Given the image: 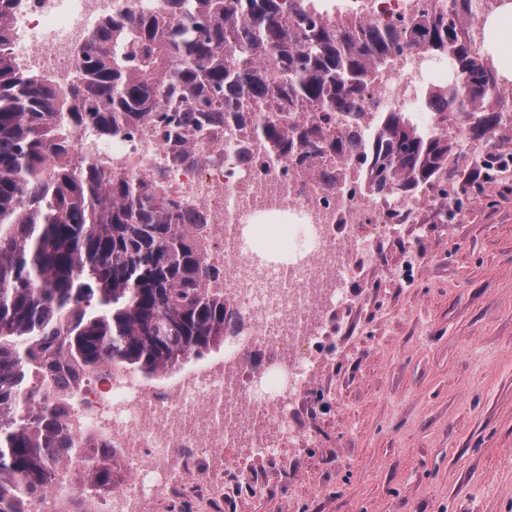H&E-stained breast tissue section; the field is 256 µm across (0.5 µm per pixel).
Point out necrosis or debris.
<instances>
[{
    "label": "necrosis or debris",
    "mask_w": 512,
    "mask_h": 512,
    "mask_svg": "<svg viewBox=\"0 0 512 512\" xmlns=\"http://www.w3.org/2000/svg\"><path fill=\"white\" fill-rule=\"evenodd\" d=\"M155 6L156 0H21L10 21L13 53L28 70L66 82L100 22ZM444 7V0H357L352 15L398 30L421 9ZM454 72L452 56L403 52L378 72L364 107H394L432 126L421 96L446 87ZM73 139L76 162L95 164L103 177L173 189L184 223L205 240L206 262L221 272L219 285L237 320L224 339L228 367L198 371L175 387L152 388L109 365L87 370L78 386H50L49 402L69 436L122 451V478L112 490L94 496L74 486L87 512H149L224 449L253 448L273 458L285 442L303 440L296 407L316 363L330 353L337 314L357 300V257L377 256L396 212L414 216L433 205L456 224L469 211L444 187L418 200L370 192L337 158L300 169L285 158L244 152L230 128L195 135L190 156L177 161L146 122L106 143L86 130ZM254 348L267 357L263 370L242 362Z\"/></svg>",
    "instance_id": "necrosis-or-debris-1"
}]
</instances>
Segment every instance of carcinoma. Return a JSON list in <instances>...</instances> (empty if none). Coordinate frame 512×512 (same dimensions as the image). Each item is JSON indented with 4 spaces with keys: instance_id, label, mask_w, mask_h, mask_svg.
Wrapping results in <instances>:
<instances>
[{
    "instance_id": "carcinoma-1",
    "label": "carcinoma",
    "mask_w": 512,
    "mask_h": 512,
    "mask_svg": "<svg viewBox=\"0 0 512 512\" xmlns=\"http://www.w3.org/2000/svg\"><path fill=\"white\" fill-rule=\"evenodd\" d=\"M18 2L0 0V512H31L75 473L89 489L112 483L115 449L78 447L52 407L23 410L34 378L107 364L158 376L223 344L232 324L212 287L218 269L178 222L180 202L145 180L76 165L71 129L113 139L151 119L182 159L191 135L227 121L298 166L333 153L370 166L373 191L414 197L445 176L465 197L487 167L507 162L491 154L446 172L456 144L390 109L374 116L368 164L363 93L405 48L455 57L458 80L427 103L495 146L497 61L465 41L451 10L422 11L392 31L319 17L316 0H161L103 21L78 81L63 85L16 63L8 24Z\"/></svg>"
}]
</instances>
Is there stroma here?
Listing matches in <instances>:
<instances>
[{
  "label": "stroma",
  "mask_w": 512,
  "mask_h": 512,
  "mask_svg": "<svg viewBox=\"0 0 512 512\" xmlns=\"http://www.w3.org/2000/svg\"><path fill=\"white\" fill-rule=\"evenodd\" d=\"M393 225L305 387L308 441L218 457L212 512H512V178Z\"/></svg>",
  "instance_id": "35a3bbf8"
}]
</instances>
